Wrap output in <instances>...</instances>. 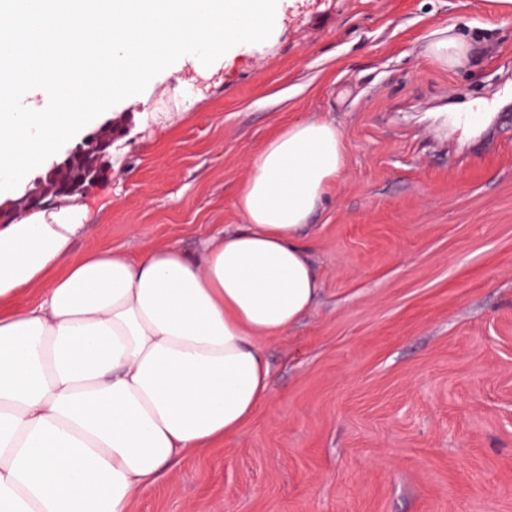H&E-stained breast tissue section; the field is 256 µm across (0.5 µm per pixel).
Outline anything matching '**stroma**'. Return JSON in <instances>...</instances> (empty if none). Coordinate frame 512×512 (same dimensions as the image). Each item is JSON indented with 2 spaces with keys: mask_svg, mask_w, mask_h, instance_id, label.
<instances>
[{
  "mask_svg": "<svg viewBox=\"0 0 512 512\" xmlns=\"http://www.w3.org/2000/svg\"><path fill=\"white\" fill-rule=\"evenodd\" d=\"M453 27L468 60L424 48ZM512 13L495 0H282L269 39L217 72L170 66L77 199L73 258L204 242L269 138L311 118L345 165L309 225L320 293L262 340L266 399L233 436L184 452L130 512H512ZM484 109L472 130L455 112Z\"/></svg>",
  "mask_w": 512,
  "mask_h": 512,
  "instance_id": "35a3bbf8",
  "label": "stroma"
}]
</instances>
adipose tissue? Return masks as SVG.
Listing matches in <instances>:
<instances>
[{"mask_svg":"<svg viewBox=\"0 0 512 512\" xmlns=\"http://www.w3.org/2000/svg\"><path fill=\"white\" fill-rule=\"evenodd\" d=\"M343 166L333 123L288 126L239 196L245 224L199 260L72 259L89 211L66 197L0 225V512H128L183 452L241 427L268 393L259 339L316 300L299 232Z\"/></svg>","mask_w":512,"mask_h":512,"instance_id":"1","label":"adipose tissue"}]
</instances>
